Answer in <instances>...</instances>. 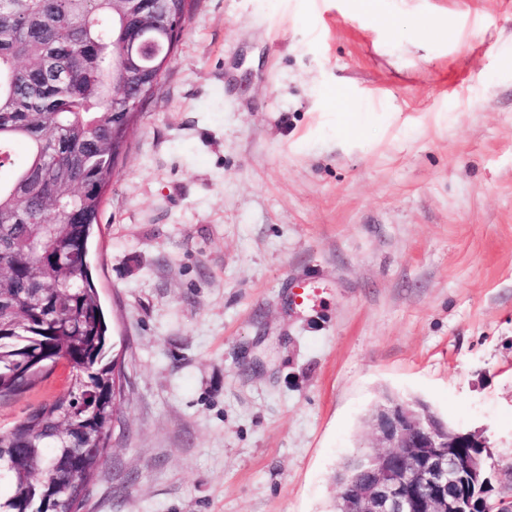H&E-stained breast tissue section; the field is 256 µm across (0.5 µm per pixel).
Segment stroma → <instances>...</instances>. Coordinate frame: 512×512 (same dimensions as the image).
Instances as JSON below:
<instances>
[{
    "mask_svg": "<svg viewBox=\"0 0 512 512\" xmlns=\"http://www.w3.org/2000/svg\"><path fill=\"white\" fill-rule=\"evenodd\" d=\"M101 227L123 392L80 512H336L385 393L512 495V0H195Z\"/></svg>",
    "mask_w": 512,
    "mask_h": 512,
    "instance_id": "obj_1",
    "label": "stroma"
}]
</instances>
